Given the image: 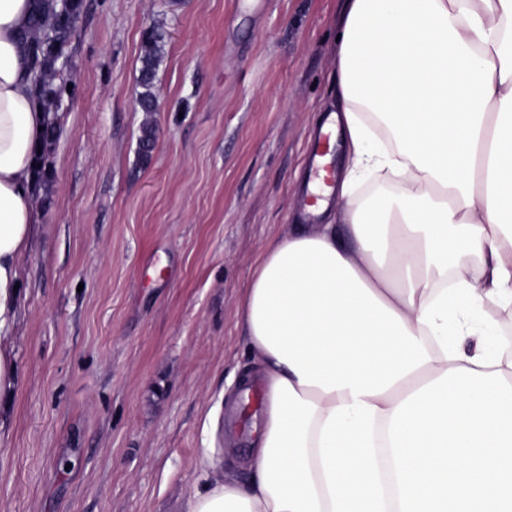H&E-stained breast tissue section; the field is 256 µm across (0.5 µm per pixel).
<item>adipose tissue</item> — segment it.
<instances>
[{
  "label": "adipose tissue",
  "instance_id": "ef3b65f1",
  "mask_svg": "<svg viewBox=\"0 0 512 512\" xmlns=\"http://www.w3.org/2000/svg\"><path fill=\"white\" fill-rule=\"evenodd\" d=\"M32 0H0V399L33 234L45 112L18 41ZM336 43L348 144L311 211L256 261L239 305L262 386L246 480L187 512H512V0H345ZM387 173L394 189L355 198ZM384 448H377V438Z\"/></svg>",
  "mask_w": 512,
  "mask_h": 512
}]
</instances>
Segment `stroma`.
Here are the masks:
<instances>
[{
	"instance_id": "stroma-1",
	"label": "stroma",
	"mask_w": 512,
	"mask_h": 512,
	"mask_svg": "<svg viewBox=\"0 0 512 512\" xmlns=\"http://www.w3.org/2000/svg\"><path fill=\"white\" fill-rule=\"evenodd\" d=\"M77 88L35 190L0 404V512H186L205 452L246 479L251 371L238 306L303 217L338 99L342 0H84ZM165 33L150 161L143 31Z\"/></svg>"
}]
</instances>
